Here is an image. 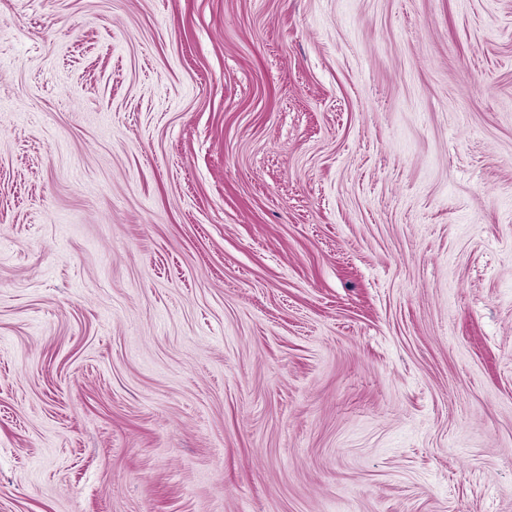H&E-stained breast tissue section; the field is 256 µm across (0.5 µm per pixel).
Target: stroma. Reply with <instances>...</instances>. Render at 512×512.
Segmentation results:
<instances>
[{
  "mask_svg": "<svg viewBox=\"0 0 512 512\" xmlns=\"http://www.w3.org/2000/svg\"><path fill=\"white\" fill-rule=\"evenodd\" d=\"M0 512H512V0H0Z\"/></svg>",
  "mask_w": 512,
  "mask_h": 512,
  "instance_id": "35a3bbf8",
  "label": "stroma"
}]
</instances>
